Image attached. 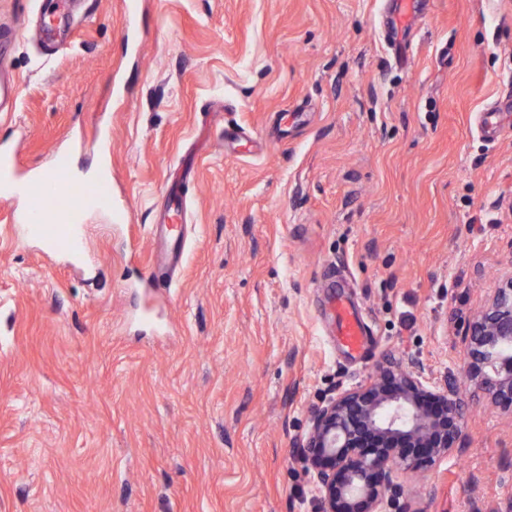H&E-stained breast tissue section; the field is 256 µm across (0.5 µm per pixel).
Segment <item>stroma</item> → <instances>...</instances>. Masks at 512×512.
Masks as SVG:
<instances>
[{"instance_id": "35a3bbf8", "label": "stroma", "mask_w": 512, "mask_h": 512, "mask_svg": "<svg viewBox=\"0 0 512 512\" xmlns=\"http://www.w3.org/2000/svg\"><path fill=\"white\" fill-rule=\"evenodd\" d=\"M39 2L0 0L19 84L0 145L24 179L105 161L112 205L77 261L0 200V512H316L312 409L388 354L460 374L512 276V127H476L512 108V0H421L403 65L382 0H138L131 28L124 0H75L56 52ZM181 162L184 251L154 279L147 227ZM336 296L364 357L336 341ZM461 395V448L403 512H512V411Z\"/></svg>"}]
</instances>
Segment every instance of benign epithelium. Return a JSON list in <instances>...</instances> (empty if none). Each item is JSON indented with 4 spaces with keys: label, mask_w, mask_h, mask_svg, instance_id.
I'll list each match as a JSON object with an SVG mask.
<instances>
[{
    "label": "benign epithelium",
    "mask_w": 512,
    "mask_h": 512,
    "mask_svg": "<svg viewBox=\"0 0 512 512\" xmlns=\"http://www.w3.org/2000/svg\"><path fill=\"white\" fill-rule=\"evenodd\" d=\"M462 375L491 406L512 405V277L461 336ZM460 382L430 387L415 361L382 358L368 381L313 412L299 442L319 487L317 512H386L400 478L458 450L465 428Z\"/></svg>",
    "instance_id": "benign-epithelium-1"
}]
</instances>
